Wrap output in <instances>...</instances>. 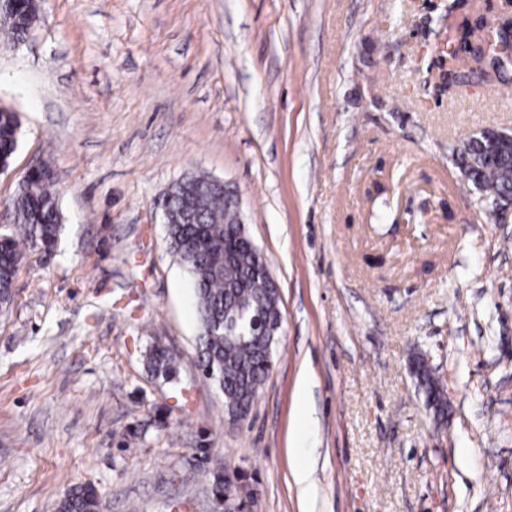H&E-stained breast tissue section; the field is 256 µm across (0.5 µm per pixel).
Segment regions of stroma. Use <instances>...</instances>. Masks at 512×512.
<instances>
[{"label": "stroma", "instance_id": "35a3bbf8", "mask_svg": "<svg viewBox=\"0 0 512 512\" xmlns=\"http://www.w3.org/2000/svg\"><path fill=\"white\" fill-rule=\"evenodd\" d=\"M38 4L22 44L0 37L20 123L0 222L44 162L62 228L0 311V512H58L86 484L105 512H225L228 483L241 512H512V224L454 164L512 127V96L443 78L449 18L504 0ZM198 172L236 190L281 292L240 420L202 375L166 237L163 199ZM417 374L426 389L428 401L434 409L435 416L443 419L448 412V402L444 399L436 377L422 362H418Z\"/></svg>", "mask_w": 512, "mask_h": 512}]
</instances>
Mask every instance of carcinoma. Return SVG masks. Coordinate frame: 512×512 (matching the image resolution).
<instances>
[{
    "mask_svg": "<svg viewBox=\"0 0 512 512\" xmlns=\"http://www.w3.org/2000/svg\"><path fill=\"white\" fill-rule=\"evenodd\" d=\"M38 16L37 0H15L0 18V32L12 44L25 41ZM450 85L468 84L493 71L501 85L512 84V0H506L493 26L483 18L463 20L448 40ZM19 126L14 113L0 110V162L10 165L18 146ZM482 133L472 134L457 151L456 165L470 173L479 198L512 201V153L489 157ZM187 187L173 195L166 225L170 248L185 267L195 287L200 321L197 336L199 366L205 378L223 393L225 403L250 410L272 366L267 337L256 335L250 320L279 316L280 303L268 296L267 263L251 242L240 236L235 212L224 200V188L206 175L187 177ZM14 223L0 229V305L8 306L22 250L54 251L61 232L59 197L50 181L30 175L11 201ZM237 317V336L224 335V319ZM151 369L167 378L173 359L160 346L149 352ZM435 416L445 417L448 402L436 377L418 363ZM59 512H103L97 492L77 486L62 501Z\"/></svg>",
    "mask_w": 512,
    "mask_h": 512,
    "instance_id": "cac0c4a2",
    "label": "carcinoma"
}]
</instances>
